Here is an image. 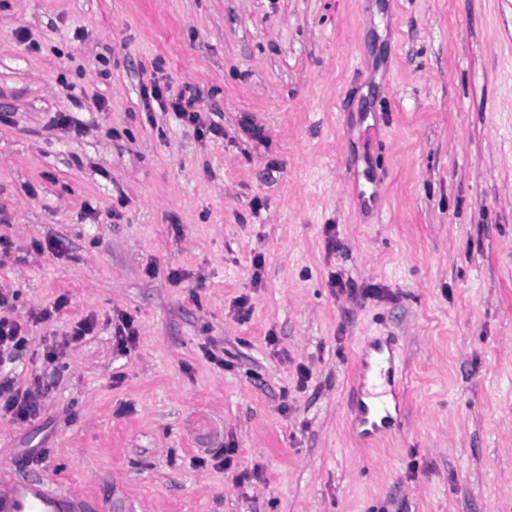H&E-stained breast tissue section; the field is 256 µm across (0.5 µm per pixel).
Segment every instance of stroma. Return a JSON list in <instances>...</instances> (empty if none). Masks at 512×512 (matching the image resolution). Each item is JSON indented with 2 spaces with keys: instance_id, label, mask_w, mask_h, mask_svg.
<instances>
[{
  "instance_id": "35a3bbf8",
  "label": "stroma",
  "mask_w": 512,
  "mask_h": 512,
  "mask_svg": "<svg viewBox=\"0 0 512 512\" xmlns=\"http://www.w3.org/2000/svg\"><path fill=\"white\" fill-rule=\"evenodd\" d=\"M3 113L0 283L67 304L0 467L105 512H512V0H0ZM378 346L405 390L370 439ZM186 91L189 94L186 95ZM141 96L148 102L155 103L161 111H169L175 113L185 124L194 126L195 130L205 135L207 131L215 135H223V130L216 124L207 125L197 109L198 97L189 87L181 90L178 94H170L167 87L162 88L159 81L151 80L149 84L141 86ZM206 129V132L204 131ZM139 329L128 314H121L113 326V342L120 352H130L139 342ZM95 323L93 319L84 318L81 321L77 322L76 325L72 328L70 333V338L66 340L63 344V348L68 347L69 345H76L80 341H82L85 336L90 335L94 329ZM63 348L60 349L54 345H46L43 348V356L46 363H54L55 360L59 357L60 354H63Z\"/></svg>"
}]
</instances>
